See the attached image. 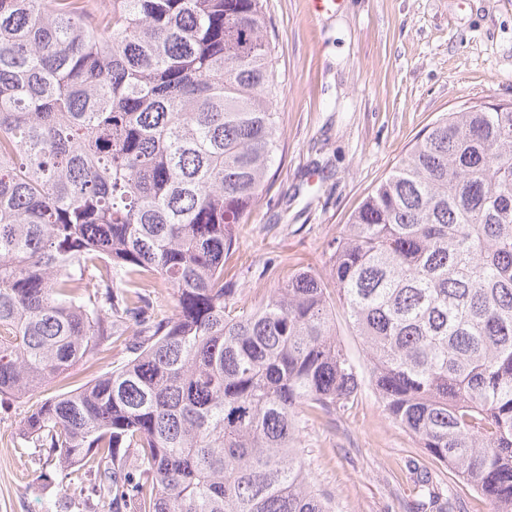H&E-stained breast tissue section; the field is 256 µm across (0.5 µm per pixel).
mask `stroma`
Here are the masks:
<instances>
[{"label": "stroma", "instance_id": "35a3bbf8", "mask_svg": "<svg viewBox=\"0 0 512 512\" xmlns=\"http://www.w3.org/2000/svg\"><path fill=\"white\" fill-rule=\"evenodd\" d=\"M281 146L266 192L236 227L234 286L247 302L300 270H328L329 242L441 114L512 103V0H268ZM123 359L79 364L22 399L0 397V512H111L99 478L64 477L19 434L37 403ZM310 481L335 512H411L415 468L432 459L371 387L347 410L307 414Z\"/></svg>", "mask_w": 512, "mask_h": 512}]
</instances>
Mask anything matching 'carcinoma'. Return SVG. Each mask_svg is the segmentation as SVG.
Instances as JSON below:
<instances>
[{
    "mask_svg": "<svg viewBox=\"0 0 512 512\" xmlns=\"http://www.w3.org/2000/svg\"><path fill=\"white\" fill-rule=\"evenodd\" d=\"M91 2L0 0V395L104 353L119 322L139 340L20 433L65 475L100 473L112 512H332L300 414L368 383L512 512V109L442 114L351 215L327 277L246 306L224 264L281 143L266 0ZM413 482V512H457L437 473ZM340 336H338L342 345L346 348L354 362L361 368L366 366V356L362 341L345 326L341 317L338 316Z\"/></svg>",
    "mask_w": 512,
    "mask_h": 512,
    "instance_id": "obj_1",
    "label": "carcinoma"
}]
</instances>
